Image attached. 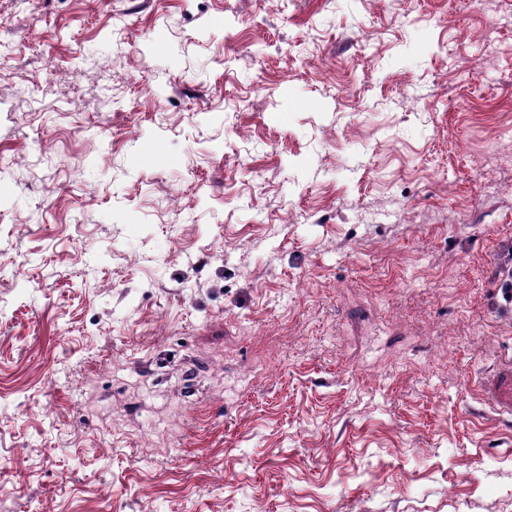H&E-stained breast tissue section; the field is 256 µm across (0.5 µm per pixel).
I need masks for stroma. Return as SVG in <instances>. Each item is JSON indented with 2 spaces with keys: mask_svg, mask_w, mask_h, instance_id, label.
Wrapping results in <instances>:
<instances>
[{
  "mask_svg": "<svg viewBox=\"0 0 512 512\" xmlns=\"http://www.w3.org/2000/svg\"><path fill=\"white\" fill-rule=\"evenodd\" d=\"M512 0H0V512H512ZM486 405L495 413L512 414V360L502 362L480 382Z\"/></svg>",
  "mask_w": 512,
  "mask_h": 512,
  "instance_id": "35a3bbf8",
  "label": "stroma"
}]
</instances>
